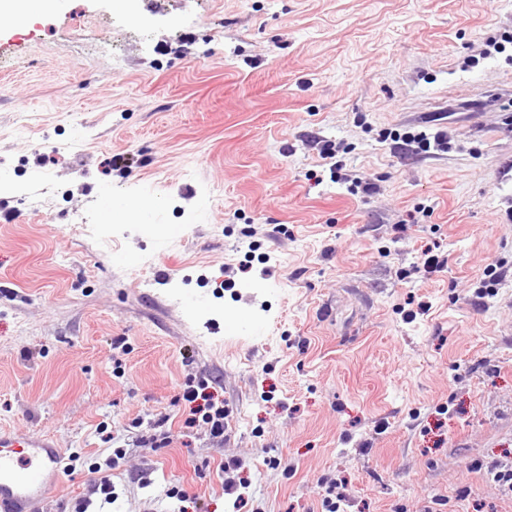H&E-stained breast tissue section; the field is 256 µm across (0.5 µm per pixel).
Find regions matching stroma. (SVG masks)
<instances>
[{
    "mask_svg": "<svg viewBox=\"0 0 512 512\" xmlns=\"http://www.w3.org/2000/svg\"><path fill=\"white\" fill-rule=\"evenodd\" d=\"M509 36L512 0L0 19V427L79 456L42 512H78L110 446L114 512H512V62L484 54ZM421 130L449 150L397 139ZM322 140L375 191L331 182ZM191 377L223 437L184 428Z\"/></svg>",
    "mask_w": 512,
    "mask_h": 512,
    "instance_id": "stroma-1",
    "label": "stroma"
}]
</instances>
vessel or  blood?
<instances>
[{
  "instance_id": "obj_1",
  "label": "vessel or blood",
  "mask_w": 512,
  "mask_h": 512,
  "mask_svg": "<svg viewBox=\"0 0 512 512\" xmlns=\"http://www.w3.org/2000/svg\"><path fill=\"white\" fill-rule=\"evenodd\" d=\"M65 465L51 436L0 428V512H40Z\"/></svg>"
}]
</instances>
